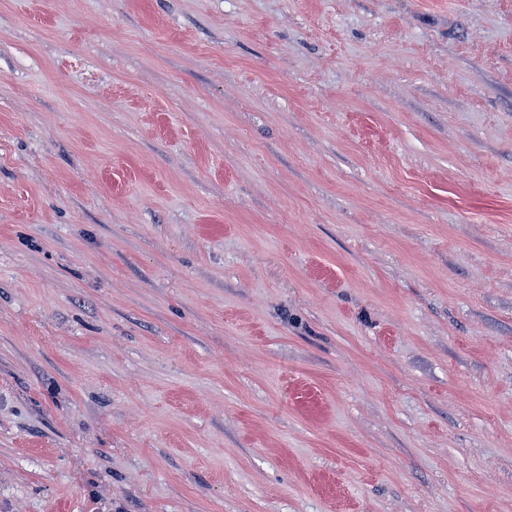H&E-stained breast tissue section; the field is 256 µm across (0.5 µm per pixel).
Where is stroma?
Segmentation results:
<instances>
[{"label":"stroma","instance_id":"obj_1","mask_svg":"<svg viewBox=\"0 0 512 512\" xmlns=\"http://www.w3.org/2000/svg\"><path fill=\"white\" fill-rule=\"evenodd\" d=\"M0 512H512V0H0Z\"/></svg>","mask_w":512,"mask_h":512}]
</instances>
